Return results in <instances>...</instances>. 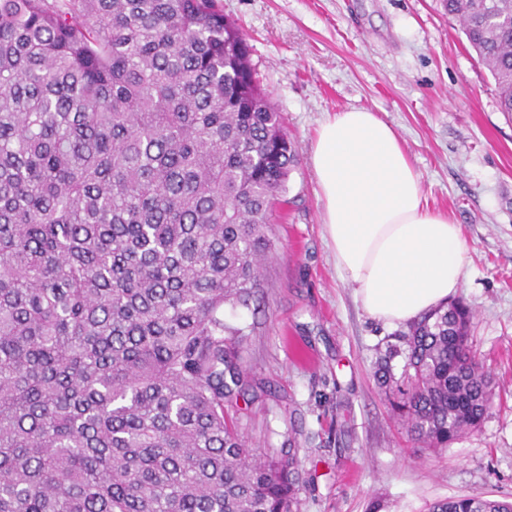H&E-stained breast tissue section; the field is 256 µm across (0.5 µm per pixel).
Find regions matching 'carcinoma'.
I'll return each instance as SVG.
<instances>
[{
	"mask_svg": "<svg viewBox=\"0 0 512 512\" xmlns=\"http://www.w3.org/2000/svg\"><path fill=\"white\" fill-rule=\"evenodd\" d=\"M512 113V0H445ZM215 0H0V512H298L293 449L228 420L296 150ZM453 301L378 351L410 440L492 382ZM430 512H512L469 496Z\"/></svg>",
	"mask_w": 512,
	"mask_h": 512,
	"instance_id": "obj_1",
	"label": "carcinoma"
}]
</instances>
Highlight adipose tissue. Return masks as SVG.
Here are the masks:
<instances>
[{
  "instance_id": "obj_1",
  "label": "adipose tissue",
  "mask_w": 512,
  "mask_h": 512,
  "mask_svg": "<svg viewBox=\"0 0 512 512\" xmlns=\"http://www.w3.org/2000/svg\"><path fill=\"white\" fill-rule=\"evenodd\" d=\"M310 166L336 267L369 316L398 324L455 295L467 258L461 227L429 207L389 123L365 109L329 115Z\"/></svg>"
}]
</instances>
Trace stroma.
Wrapping results in <instances>:
<instances>
[{"label": "stroma", "mask_w": 512, "mask_h": 512, "mask_svg": "<svg viewBox=\"0 0 512 512\" xmlns=\"http://www.w3.org/2000/svg\"><path fill=\"white\" fill-rule=\"evenodd\" d=\"M252 47L297 160L276 204L260 307L225 311L251 386L229 416L260 453L298 451L300 512H427L470 496L512 501V114L443 0H218ZM393 126L431 208L460 224L457 293L494 379L481 427L435 451L412 442L373 376L395 326L369 317L337 271L309 167L327 114Z\"/></svg>", "instance_id": "obj_1"}]
</instances>
